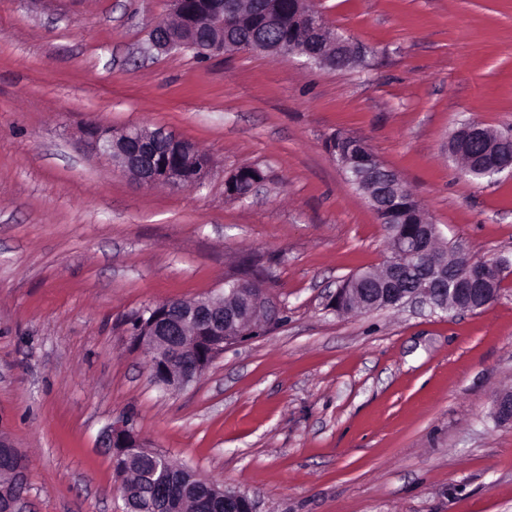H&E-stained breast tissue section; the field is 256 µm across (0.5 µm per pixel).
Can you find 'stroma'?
<instances>
[{"instance_id": "stroma-1", "label": "stroma", "mask_w": 512, "mask_h": 512, "mask_svg": "<svg viewBox=\"0 0 512 512\" xmlns=\"http://www.w3.org/2000/svg\"><path fill=\"white\" fill-rule=\"evenodd\" d=\"M367 51L352 70L248 51L149 47L170 0H0V434L26 512H123L102 434L150 448L259 512H512V274L470 312L337 314L389 241L329 149L365 141L474 261L512 257V174L475 182L461 123L512 129V0H310ZM161 128L209 159L200 185L142 184L88 123ZM264 180L225 192L238 168ZM267 269L280 321L180 390L129 316Z\"/></svg>"}]
</instances>
